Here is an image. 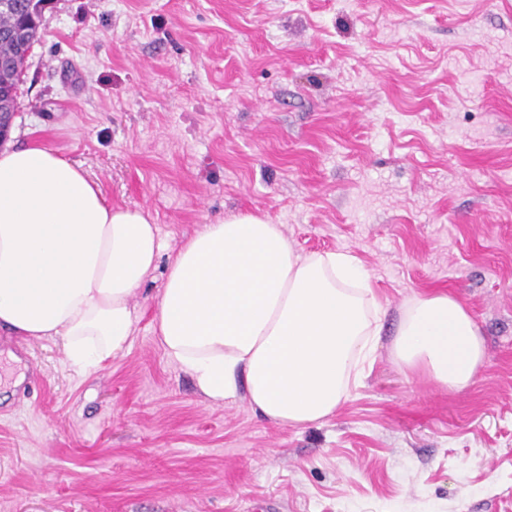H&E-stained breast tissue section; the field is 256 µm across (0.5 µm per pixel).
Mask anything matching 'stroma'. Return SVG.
Masks as SVG:
<instances>
[{
  "instance_id": "1",
  "label": "stroma",
  "mask_w": 512,
  "mask_h": 512,
  "mask_svg": "<svg viewBox=\"0 0 512 512\" xmlns=\"http://www.w3.org/2000/svg\"><path fill=\"white\" fill-rule=\"evenodd\" d=\"M9 144L79 164L158 228L127 349L90 374L0 333V512H512V0H52ZM252 213L349 252L385 311L331 417L214 404L152 326L179 246ZM444 290L486 361L405 375L404 302Z\"/></svg>"
}]
</instances>
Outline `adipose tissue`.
Segmentation results:
<instances>
[{
  "mask_svg": "<svg viewBox=\"0 0 512 512\" xmlns=\"http://www.w3.org/2000/svg\"><path fill=\"white\" fill-rule=\"evenodd\" d=\"M161 251L156 225L109 204L52 148L0 151V329L61 339L82 372L123 352L132 299ZM382 308L347 252L299 255L279 225L231 214L186 239L170 262L154 326L166 359L208 400L246 391L284 427L333 415L374 358ZM394 363L453 390L485 360L480 329L444 291L412 296L390 343Z\"/></svg>",
  "mask_w": 512,
  "mask_h": 512,
  "instance_id": "adipose-tissue-1",
  "label": "adipose tissue"
}]
</instances>
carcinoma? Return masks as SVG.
I'll use <instances>...</instances> for the list:
<instances>
[{
	"instance_id": "1",
	"label": "carcinoma",
	"mask_w": 512,
	"mask_h": 512,
	"mask_svg": "<svg viewBox=\"0 0 512 512\" xmlns=\"http://www.w3.org/2000/svg\"><path fill=\"white\" fill-rule=\"evenodd\" d=\"M42 0H0V113L15 111L25 45L37 40Z\"/></svg>"
}]
</instances>
